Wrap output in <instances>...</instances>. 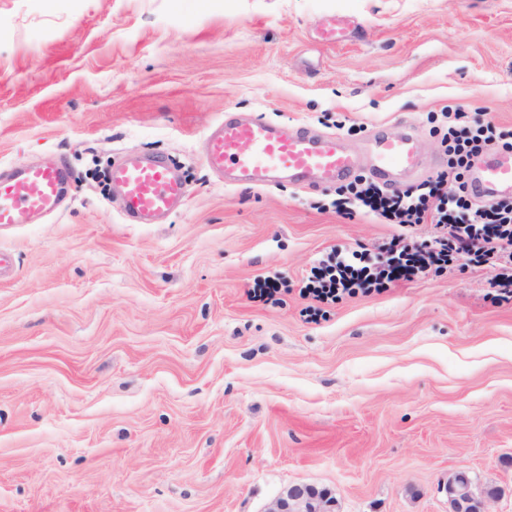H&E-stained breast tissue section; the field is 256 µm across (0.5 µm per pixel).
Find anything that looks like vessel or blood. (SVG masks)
Returning a JSON list of instances; mask_svg holds the SVG:
<instances>
[{"instance_id": "vessel-or-blood-1", "label": "vessel or blood", "mask_w": 512, "mask_h": 512, "mask_svg": "<svg viewBox=\"0 0 512 512\" xmlns=\"http://www.w3.org/2000/svg\"><path fill=\"white\" fill-rule=\"evenodd\" d=\"M373 173L389 187L418 165L413 135L375 131L372 137ZM205 161L215 173H228L234 184L262 187L277 180L299 186L340 180L353 174L357 157L333 134L288 129L258 116L225 113L208 135ZM71 172L64 164H21L0 172V227L31 223L34 216L56 211ZM110 180L122 190L124 223L142 224L169 215L176 202L186 200L188 188L160 158L118 164ZM481 199L512 196V152L484 156L472 179Z\"/></svg>"}]
</instances>
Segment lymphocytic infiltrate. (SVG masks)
Here are the masks:
<instances>
[{
    "instance_id": "obj_1",
    "label": "lymphocytic infiltrate",
    "mask_w": 512,
    "mask_h": 512,
    "mask_svg": "<svg viewBox=\"0 0 512 512\" xmlns=\"http://www.w3.org/2000/svg\"><path fill=\"white\" fill-rule=\"evenodd\" d=\"M443 116L448 121L446 171L413 191H385L370 183L336 204L338 210L346 212L355 207L364 209L403 229L430 222L443 228V235L434 245L422 248L400 234L391 239L386 255L371 258L356 253L319 268L308 285L315 298L328 300L341 291L382 288L395 280L421 275L430 266L449 264L461 254L472 256L478 264L504 254L512 256V203H476L471 181L462 172L464 163L487 147L497 145L512 152V141L503 140L494 123L470 120L462 108H444Z\"/></svg>"
}]
</instances>
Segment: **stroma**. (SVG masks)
Masks as SVG:
<instances>
[{"instance_id":"stroma-1","label":"stroma","mask_w":512,"mask_h":512,"mask_svg":"<svg viewBox=\"0 0 512 512\" xmlns=\"http://www.w3.org/2000/svg\"><path fill=\"white\" fill-rule=\"evenodd\" d=\"M449 105L512 136V0H0V169L74 173L59 213L0 228V512H265L294 483L448 512L458 469L512 512V259L318 302L312 267L440 228L203 161L228 112L336 135L367 178L372 133H411L410 189L446 167ZM144 155L190 196L126 224L88 170Z\"/></svg>"}]
</instances>
